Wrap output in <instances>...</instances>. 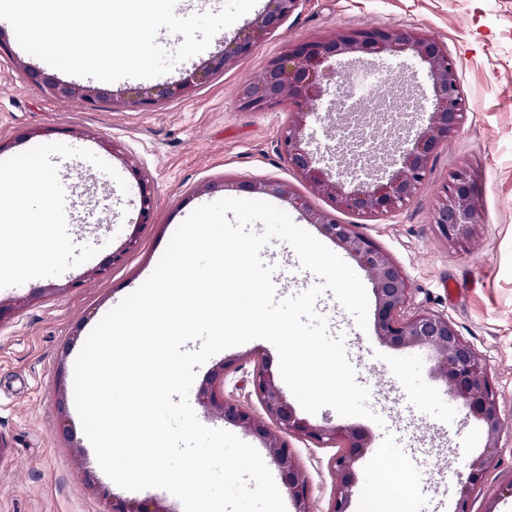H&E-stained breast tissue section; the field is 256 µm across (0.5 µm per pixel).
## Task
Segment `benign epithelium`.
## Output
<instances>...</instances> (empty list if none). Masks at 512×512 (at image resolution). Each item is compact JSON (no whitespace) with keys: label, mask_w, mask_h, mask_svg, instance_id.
Returning <instances> with one entry per match:
<instances>
[{"label":"benign epithelium","mask_w":512,"mask_h":512,"mask_svg":"<svg viewBox=\"0 0 512 512\" xmlns=\"http://www.w3.org/2000/svg\"><path fill=\"white\" fill-rule=\"evenodd\" d=\"M300 0H266L265 9L254 23L236 32L231 46L212 55L201 67L178 79L156 87L144 96L128 101L136 107L191 96L211 75L232 67L246 56L262 37L276 31L298 7ZM410 52L428 65L435 96L429 123L403 156L402 166L386 181L361 191L350 190L346 182L333 177L316 165L305 134L307 117L317 109L324 96V81L342 85L349 74L346 69H328L327 62L338 59L348 66L357 64L359 53L394 55ZM30 79L48 95L57 99L83 98L90 95L81 88L43 71L29 70ZM239 101L247 109H263L289 102L296 107L293 119L280 141V151L297 176L308 182L334 204V211L311 207L296 195L288 183L240 181L233 185L239 192L275 194L301 209L310 224L351 255L368 273L376 297L374 333L377 338L397 349L426 347L435 353L439 377L448 396L461 402L482 424L488 452L465 463L467 477L461 483L455 512H469L473 491L482 483L494 460L491 449L499 447L501 416L498 399L483 358L460 336L448 317L431 310L406 311L409 283L394 259L373 239L358 232L353 224H342L336 211L348 209L363 219L375 221L401 211L413 199L431 170L434 155L443 143L456 137L469 111L468 101L459 83L454 60L445 46L414 31L370 28L346 29L329 38L309 39L288 48L281 56L244 84ZM141 208L139 223L153 220L152 187L137 171ZM478 171L464 164L451 172L437 197L433 223L437 224L450 245H465L478 238L484 224V204L476 188ZM234 362L224 361L212 371L198 391L199 403L211 414L259 438L269 449L280 468L295 512H310V485L289 446L288 437L301 436L318 445L344 444L333 466L338 484L329 512H348L355 484V464L368 438L360 428L313 424L300 417L280 387L276 374L266 362L255 365L253 392L269 427L242 405L224 394V379ZM101 512H170L154 502L121 500L102 490Z\"/></svg>","instance_id":"1"}]
</instances>
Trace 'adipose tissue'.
<instances>
[{"label": "adipose tissue", "mask_w": 512, "mask_h": 512, "mask_svg": "<svg viewBox=\"0 0 512 512\" xmlns=\"http://www.w3.org/2000/svg\"><path fill=\"white\" fill-rule=\"evenodd\" d=\"M56 176L48 169L35 167L0 180V232L15 230L11 268L22 272L25 266L39 262L51 237L52 215L45 198L53 190Z\"/></svg>", "instance_id": "obj_1"}]
</instances>
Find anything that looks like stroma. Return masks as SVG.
I'll return each instance as SVG.
<instances>
[{
  "instance_id": "stroma-1",
  "label": "stroma",
  "mask_w": 512,
  "mask_h": 512,
  "mask_svg": "<svg viewBox=\"0 0 512 512\" xmlns=\"http://www.w3.org/2000/svg\"><path fill=\"white\" fill-rule=\"evenodd\" d=\"M265 4L257 0L235 25L216 33L206 50L161 76L113 83L79 78V85L98 90L92 103L43 94L26 70H46V63L26 53L11 25L0 22L9 40L8 52H0V171L50 167L58 176L55 192L64 198L67 219L82 225L79 246L53 250L27 277L0 272L1 301L29 300L0 322V438L8 444L0 456V512H99V485L123 499L152 500L181 512V501L169 492H130L102 471L75 408L76 357L100 319L151 275L180 223L198 206L236 197V182H285L312 207L330 209V200L300 179L278 151L290 107L244 109L238 93L289 45L361 27L412 30L443 43L469 102L457 137L439 147L421 192L403 210L374 222L351 210L337 217L356 225L402 268L410 284L409 310L448 316L484 359L503 430L470 510L512 512V0H301L249 55L191 97L124 105L131 92L171 82L221 51ZM360 68L386 78L390 96L409 89L417 112L399 130L388 119L377 123L374 162L350 179L353 187L386 180L399 168L434 104L428 67L412 54L368 55ZM341 104L339 92L329 90L305 128L321 164L335 175L348 165L347 154L333 151L344 126L336 113ZM90 158L97 162L92 170L86 167ZM465 163L479 173L484 223L475 243L453 247L433 224L432 209L449 171ZM135 169L153 189L150 224L138 221ZM103 188L111 190L109 200L101 199ZM132 238L137 246L121 264L90 276L92 267ZM261 257L288 272L277 299L320 282L284 242L272 241ZM452 281L460 287L453 300L446 293ZM315 309L326 317L331 334H344L348 359L358 383L369 389L368 406L376 414L371 420L324 407L309 417L313 423L359 426L371 435L370 447L355 464L349 512H362L369 483L385 471L396 472L412 512H453L463 463L483 453L484 434L461 403L449 401L434 372L433 353L379 342L373 330L356 326L332 292H324ZM256 357L279 364L271 342L253 339L211 357L195 381L203 383L226 360L247 363ZM63 417L72 426L71 436L57 431ZM288 442L308 477L313 512H329L338 448L294 436Z\"/></svg>"
}]
</instances>
